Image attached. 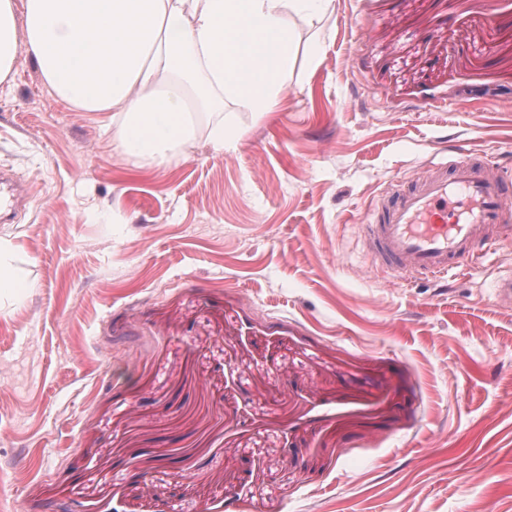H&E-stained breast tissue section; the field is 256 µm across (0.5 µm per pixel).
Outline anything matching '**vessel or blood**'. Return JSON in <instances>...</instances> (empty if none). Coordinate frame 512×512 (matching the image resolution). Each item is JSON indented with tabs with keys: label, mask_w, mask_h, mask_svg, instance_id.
Listing matches in <instances>:
<instances>
[{
	"label": "vessel or blood",
	"mask_w": 512,
	"mask_h": 512,
	"mask_svg": "<svg viewBox=\"0 0 512 512\" xmlns=\"http://www.w3.org/2000/svg\"><path fill=\"white\" fill-rule=\"evenodd\" d=\"M378 270L403 280L464 272L483 247L512 246V178L450 149L443 161L391 182L361 227Z\"/></svg>",
	"instance_id": "obj_1"
}]
</instances>
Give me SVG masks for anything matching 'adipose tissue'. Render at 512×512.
Instances as JSON below:
<instances>
[{"mask_svg":"<svg viewBox=\"0 0 512 512\" xmlns=\"http://www.w3.org/2000/svg\"><path fill=\"white\" fill-rule=\"evenodd\" d=\"M334 0H0V83L17 53L55 98L106 112L131 165L186 159L199 135L234 150L220 108L275 112L295 54L291 19L320 29Z\"/></svg>","mask_w":512,"mask_h":512,"instance_id":"ef3b65f1","label":"adipose tissue"}]
</instances>
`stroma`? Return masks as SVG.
I'll list each match as a JSON object with an SVG mask.
<instances>
[{"label": "stroma", "instance_id": "stroma-1", "mask_svg": "<svg viewBox=\"0 0 512 512\" xmlns=\"http://www.w3.org/2000/svg\"><path fill=\"white\" fill-rule=\"evenodd\" d=\"M315 50L235 150L139 169L19 52L0 512H512V249L403 282L356 224L448 144L512 162V9L335 0Z\"/></svg>", "mask_w": 512, "mask_h": 512}]
</instances>
